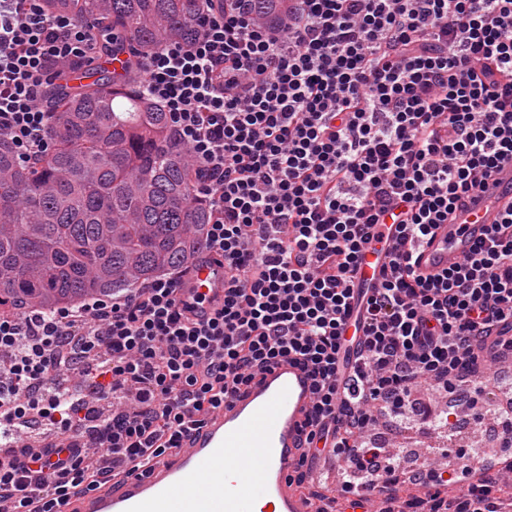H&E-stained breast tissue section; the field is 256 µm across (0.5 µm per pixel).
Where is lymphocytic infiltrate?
Segmentation results:
<instances>
[{
	"label": "lymphocytic infiltrate",
	"instance_id": "lymphocytic-infiltrate-1",
	"mask_svg": "<svg viewBox=\"0 0 512 512\" xmlns=\"http://www.w3.org/2000/svg\"><path fill=\"white\" fill-rule=\"evenodd\" d=\"M267 27L253 0L208 9L199 34L138 62L141 91L185 146L224 260V303L197 319L184 276L79 307L0 315V419H39L57 458L14 437L0 454V512H61L70 497L183 448L205 416L288 358L314 401L303 458L343 456L379 512H512V479L463 448L455 466L401 475L365 445L375 408L399 416L423 382L449 394L512 358V211L433 278L413 251L455 203L512 159V0H289ZM94 26L42 0H0V136L19 164L52 148L49 83L91 59ZM392 220L388 265L348 335L354 270ZM81 377L90 401L55 388ZM110 399L119 410L98 415ZM341 496L314 512H342Z\"/></svg>",
	"mask_w": 512,
	"mask_h": 512
}]
</instances>
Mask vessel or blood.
<instances>
[{
	"label": "vessel or blood",
	"mask_w": 512,
	"mask_h": 512,
	"mask_svg": "<svg viewBox=\"0 0 512 512\" xmlns=\"http://www.w3.org/2000/svg\"><path fill=\"white\" fill-rule=\"evenodd\" d=\"M512 210V161L435 225L416 250L415 270L433 277L461 263L491 224ZM384 253L368 249L356 280L378 287ZM182 299L198 316L224 300V261L215 257L191 274ZM313 400L309 373L281 359L245 392L208 414L184 450L93 492L70 498L62 512H311L289 478L300 462L302 431Z\"/></svg>",
	"instance_id": "b4317fda"
}]
</instances>
